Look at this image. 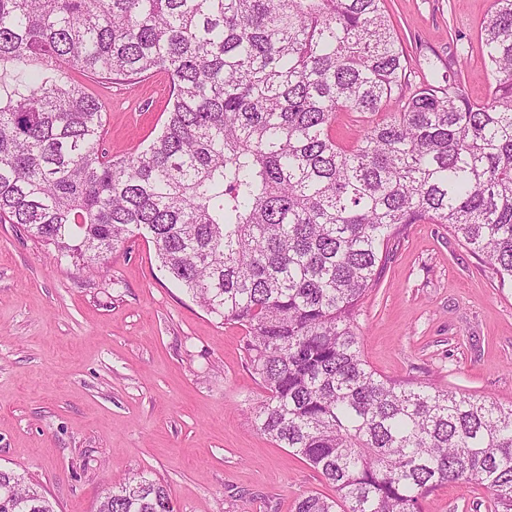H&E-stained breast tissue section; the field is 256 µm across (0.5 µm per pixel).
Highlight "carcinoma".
I'll return each mask as SVG.
<instances>
[{"mask_svg": "<svg viewBox=\"0 0 512 512\" xmlns=\"http://www.w3.org/2000/svg\"><path fill=\"white\" fill-rule=\"evenodd\" d=\"M474 101L456 61L412 84L385 0H0V223L101 266L137 232L207 313L246 330L259 431L336 496L295 512H422L474 480L512 512V403L398 381L364 359L358 307L409 224H446L512 283V0L482 28ZM170 82L146 147L103 148L104 104L62 76ZM339 112L379 121L352 145ZM0 512H55L0 468ZM97 512H174L144 472Z\"/></svg>", "mask_w": 512, "mask_h": 512, "instance_id": "carcinoma-1", "label": "carcinoma"}]
</instances>
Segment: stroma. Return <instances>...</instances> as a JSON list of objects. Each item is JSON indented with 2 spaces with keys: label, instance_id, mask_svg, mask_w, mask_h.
I'll return each instance as SVG.
<instances>
[{
  "label": "stroma",
  "instance_id": "stroma-1",
  "mask_svg": "<svg viewBox=\"0 0 512 512\" xmlns=\"http://www.w3.org/2000/svg\"><path fill=\"white\" fill-rule=\"evenodd\" d=\"M412 65L458 57L470 96L491 82L481 26L491 0H387ZM105 105L104 148L124 157L167 117L162 74L133 86L74 72ZM356 324L363 355L394 380L512 402V288L443 224L392 241ZM245 332L176 288L151 239L132 237L99 271L54 261L15 224H0V466L38 483L56 512H95L135 470L177 512H295L322 476L261 434L249 408L265 393ZM423 512H489L477 483L438 488Z\"/></svg>",
  "mask_w": 512,
  "mask_h": 512
}]
</instances>
